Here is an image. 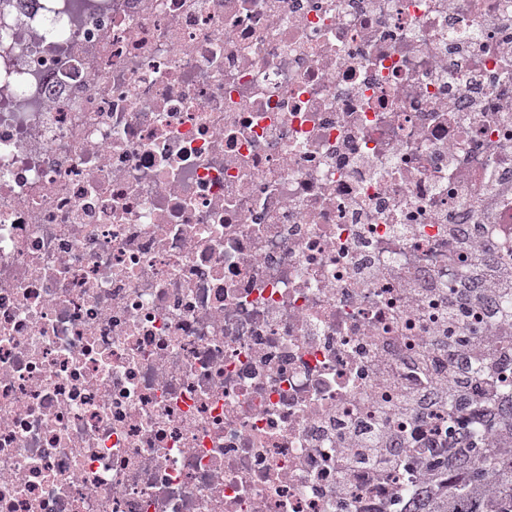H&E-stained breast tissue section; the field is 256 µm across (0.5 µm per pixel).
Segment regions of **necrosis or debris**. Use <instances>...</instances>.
<instances>
[{"instance_id": "obj_1", "label": "necrosis or debris", "mask_w": 512, "mask_h": 512, "mask_svg": "<svg viewBox=\"0 0 512 512\" xmlns=\"http://www.w3.org/2000/svg\"><path fill=\"white\" fill-rule=\"evenodd\" d=\"M511 266L512 0L0 6V512H414Z\"/></svg>"}]
</instances>
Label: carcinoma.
Segmentation results:
<instances>
[{
    "instance_id": "obj_1",
    "label": "carcinoma",
    "mask_w": 512,
    "mask_h": 512,
    "mask_svg": "<svg viewBox=\"0 0 512 512\" xmlns=\"http://www.w3.org/2000/svg\"><path fill=\"white\" fill-rule=\"evenodd\" d=\"M417 512H512V424L480 454L460 452Z\"/></svg>"
}]
</instances>
